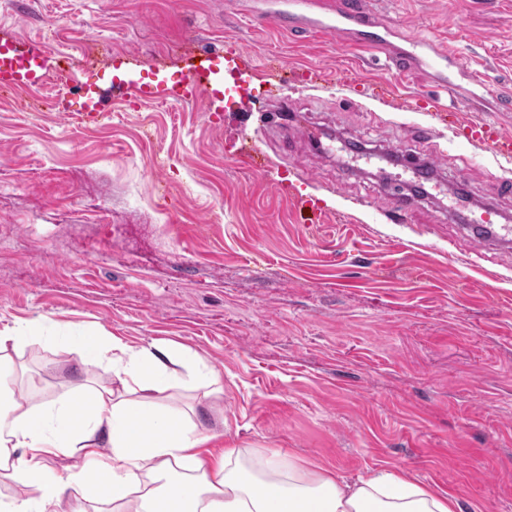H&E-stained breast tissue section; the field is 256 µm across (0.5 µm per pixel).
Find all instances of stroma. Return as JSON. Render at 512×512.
<instances>
[{
  "instance_id": "stroma-1",
  "label": "stroma",
  "mask_w": 512,
  "mask_h": 512,
  "mask_svg": "<svg viewBox=\"0 0 512 512\" xmlns=\"http://www.w3.org/2000/svg\"><path fill=\"white\" fill-rule=\"evenodd\" d=\"M404 35L465 54L512 84V0H365ZM288 0H0V39L48 49L41 108L0 94V328L44 322L9 356L14 396L37 404L107 386L67 338L82 329L135 347L172 342L220 374L224 396L175 390L216 433L215 452L277 449L354 480L408 471L463 512H512V244H474L447 193L512 222V160H489L415 125V96L457 97L422 71L325 39L300 42L255 14ZM235 58L211 76L225 111L114 95L104 116L66 111L81 83L178 82L198 51ZM369 74L366 93L351 81ZM266 85L299 120L280 131L232 107ZM435 157L440 191L407 223L387 216L404 175L343 146ZM321 212L305 213L302 198Z\"/></svg>"
}]
</instances>
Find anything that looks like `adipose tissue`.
<instances>
[{"instance_id": "1", "label": "adipose tissue", "mask_w": 512, "mask_h": 512, "mask_svg": "<svg viewBox=\"0 0 512 512\" xmlns=\"http://www.w3.org/2000/svg\"><path fill=\"white\" fill-rule=\"evenodd\" d=\"M83 364L108 359L109 387L66 401L8 399L0 377V475L31 496L0 500V512H46L65 488L96 495L112 512H456L457 499L405 471L376 472L350 482L328 468H304L278 450L209 452V431L170 403L189 385L221 397L219 377L195 368L182 381L187 353L172 346L136 348L115 336L69 339ZM111 451L99 455L101 442ZM24 456H17V449ZM96 458L94 469L50 478L52 456Z\"/></svg>"}]
</instances>
